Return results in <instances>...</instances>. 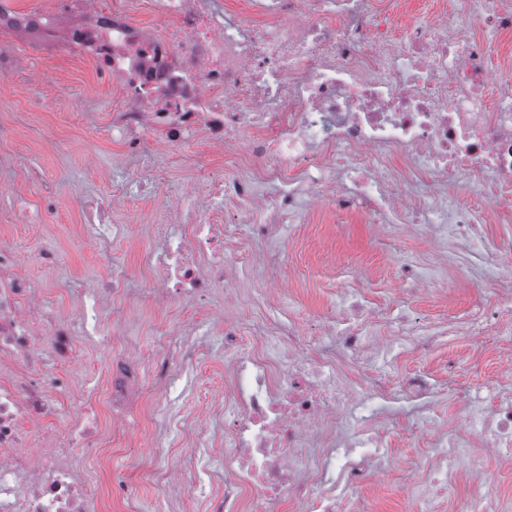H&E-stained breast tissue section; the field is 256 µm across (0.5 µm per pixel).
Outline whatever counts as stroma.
Returning a JSON list of instances; mask_svg holds the SVG:
<instances>
[{"label": "stroma", "mask_w": 512, "mask_h": 512, "mask_svg": "<svg viewBox=\"0 0 512 512\" xmlns=\"http://www.w3.org/2000/svg\"><path fill=\"white\" fill-rule=\"evenodd\" d=\"M0 43L13 50L17 67L0 83L8 94L0 97V244L17 253V270L27 275L55 314L76 317L78 294L72 283L92 282L112 267H123L132 287H141L144 272L139 257L153 244L150 217L162 200L151 194L112 197V221L122 227L108 255L97 252L82 220L84 199L106 195L112 182L135 179L139 164L165 168L175 182H191L197 175L191 163L179 161L176 149L148 145L141 163L131 162L124 146L113 139L112 118L118 101L96 78L94 62L72 59L59 52L30 47L15 33H1ZM47 249L61 253L60 266L44 268L35 257ZM434 249L429 230L412 232L400 227L389 243L378 241L364 212L333 217L326 201H319L296 223L277 225L265 247L266 260L240 258V285H261L263 262L279 271L284 290L274 305L244 313L252 317L287 320L307 313L335 314L340 288L361 290L371 301L391 300L390 290L410 291L408 302L396 305L391 321L375 326L371 334L381 341L395 339L401 317L416 319L408 352L384 357L374 368L377 378L400 385L414 372H427L437 383L454 380L455 394H438L420 412H401L389 423L400 438L391 454L400 464H415L430 473L433 453L415 447L407 435L422 423L464 426L479 395L494 386L512 364L478 333L466 336L449 331V319L474 309L476 294H490L478 259L449 253L442 268L428 267ZM423 266L430 286L401 281V260ZM203 326L206 339L220 341L223 321L204 309L187 308L180 301L166 308L115 310V324L123 335L148 344L162 326L188 317ZM224 385L223 357L199 360L182 406L185 413L202 414L207 399ZM134 441L115 439L112 454L100 472L104 483L126 477L142 455L148 454L150 431L138 429ZM419 487L391 474H373L357 494L372 512H413L420 500Z\"/></svg>", "instance_id": "35a3bbf8"}]
</instances>
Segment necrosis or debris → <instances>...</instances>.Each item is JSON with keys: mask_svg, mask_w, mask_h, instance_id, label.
Instances as JSON below:
<instances>
[{"mask_svg": "<svg viewBox=\"0 0 512 512\" xmlns=\"http://www.w3.org/2000/svg\"><path fill=\"white\" fill-rule=\"evenodd\" d=\"M154 26L135 21L125 0H58L54 13L20 12L0 0V30L35 46L57 44L92 58L120 103L113 135L128 153L151 142L194 148L205 192L163 172L134 181L161 190L152 222L156 243L146 285L130 293L126 274L80 288V313H47L17 256L0 246V512H94L83 471L131 428L142 403L173 405L197 362V324L179 323L144 351L115 337L105 320L114 301L160 307L180 300L217 311L239 309L233 249L264 242L272 222H295L311 200L329 196L336 213L364 207L380 239L394 221L429 224L438 241L478 257L495 294L461 318L462 331L512 334V239H486L483 224L512 223V67L492 72L493 48L512 39V0H452L448 9L398 25L389 0H143ZM238 170L228 177L211 160ZM436 184L424 205V181ZM234 211L225 214V203ZM111 196L86 201L84 218L99 250L120 225ZM345 325L257 319L224 325V389L210 412L187 416L198 444L178 467L159 454L140 460L118 491L133 507L141 485L165 492L199 485L209 459L224 495L211 512H368L342 504L337 487L357 489L372 470H390L382 451L394 431L382 421L392 395L354 385L341 358L368 365L385 356L366 326L379 319L343 296ZM123 344L102 381L87 384L64 431L46 428L52 397L71 388L63 368L79 345ZM112 428L103 431L101 416ZM475 443L494 455L512 447V389L498 385L464 434L424 430V448H449L436 464L472 493L458 512H490L498 499Z\"/></svg>", "mask_w": 512, "mask_h": 512, "instance_id": "obj_1", "label": "necrosis or debris"}]
</instances>
